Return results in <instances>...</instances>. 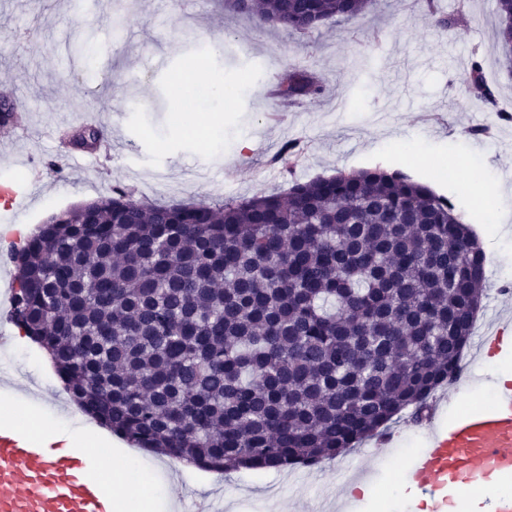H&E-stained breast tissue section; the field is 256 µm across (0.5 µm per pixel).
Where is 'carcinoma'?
<instances>
[{
	"label": "carcinoma",
	"instance_id": "1",
	"mask_svg": "<svg viewBox=\"0 0 512 512\" xmlns=\"http://www.w3.org/2000/svg\"><path fill=\"white\" fill-rule=\"evenodd\" d=\"M370 0H224L296 33ZM501 47L512 0H496ZM478 101L512 121L479 61ZM322 85L306 69L291 100ZM11 319L64 390L132 447L224 474L316 465L357 447L461 369L485 252L450 198L382 168L220 203L121 190L12 248Z\"/></svg>",
	"mask_w": 512,
	"mask_h": 512
}]
</instances>
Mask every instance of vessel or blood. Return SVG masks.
I'll list each match as a JSON object with an SVG mask.
<instances>
[{"label": "vessel or blood", "instance_id": "b4317fda", "mask_svg": "<svg viewBox=\"0 0 512 512\" xmlns=\"http://www.w3.org/2000/svg\"><path fill=\"white\" fill-rule=\"evenodd\" d=\"M84 468L83 459L0 427V512H112L108 492ZM494 476L512 477L511 384L498 387L491 409L429 431L408 470V491L425 498L428 512H447L453 492Z\"/></svg>", "mask_w": 512, "mask_h": 512}]
</instances>
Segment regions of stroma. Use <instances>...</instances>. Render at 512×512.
I'll return each instance as SVG.
<instances>
[{"label":"stroma","instance_id":"35a3bbf8","mask_svg":"<svg viewBox=\"0 0 512 512\" xmlns=\"http://www.w3.org/2000/svg\"><path fill=\"white\" fill-rule=\"evenodd\" d=\"M441 14H464L440 31L422 0H372L365 16L330 21L301 36L260 25L225 9L221 0H7L0 9V87L20 102L21 133L0 131V177L32 185L30 197L0 212L1 224L38 228L53 213L124 189L134 198L212 203L283 191L289 178L308 181L339 171L382 167L450 197L465 223L480 228L488 255L487 290L477 324L512 320V123L492 124L469 100L471 60H481L501 103L512 109V75L497 39L496 0H436ZM222 54L207 70L224 82L223 99L197 103L196 91L179 95L177 78L208 43ZM305 67L323 91L301 109L280 111L267 95L291 67ZM215 115L223 149L203 144L196 118ZM491 126L483 137L473 127ZM96 126L111 151L95 148L97 162L72 164L73 139ZM250 151L238 152L242 140ZM306 154L292 176L270 165L287 140ZM454 168L455 179L440 172ZM486 202L476 211L474 198ZM9 341L0 346V407L32 415L62 430L88 433L96 423L71 414V400L42 352L18 341V328L0 316ZM463 367L479 389L446 392L436 421L489 406L496 367L468 345ZM397 440L386 448L367 440L327 461L324 470L288 466L224 475L183 469L152 451L133 450L131 467L151 479L154 512H194L211 499L222 512H409L403 495L411 451L423 447L426 422L397 421ZM369 486L372 501L345 499L344 487Z\"/></svg>","mask_w":512,"mask_h":512}]
</instances>
